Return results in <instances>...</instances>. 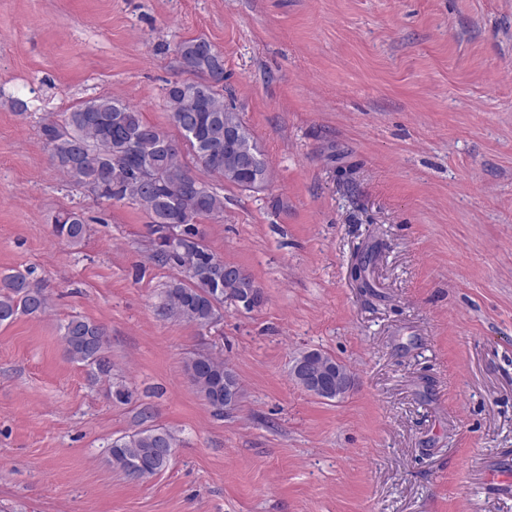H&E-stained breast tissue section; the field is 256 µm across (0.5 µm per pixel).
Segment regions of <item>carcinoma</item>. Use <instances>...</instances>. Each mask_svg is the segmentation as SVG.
<instances>
[{
    "label": "carcinoma",
    "instance_id": "1",
    "mask_svg": "<svg viewBox=\"0 0 512 512\" xmlns=\"http://www.w3.org/2000/svg\"><path fill=\"white\" fill-rule=\"evenodd\" d=\"M197 38L182 41L176 49L182 71L196 77L192 96L176 80L165 88L171 124L177 126L203 171L217 174L243 190L250 179L228 164L236 152L230 147L214 156L213 143H224V122L244 127L240 114L224 105L218 87L224 81V66L196 55ZM44 144L55 166L74 184L97 182L99 197L126 201L149 217L161 213L169 224L198 234L202 220L224 211V197L183 161L182 151L164 148L168 135L143 120L133 105L105 96L87 101L66 113L63 122L46 120L40 127ZM162 225L151 222L154 235L152 258L161 266H173L181 277L165 291V314L196 324L211 325L220 317L224 301L215 296L214 285L235 292L236 282H224V260L205 243L184 251L169 247L157 235ZM55 236L72 243L85 233L84 220L75 212L55 216ZM47 298L29 274L0 273V324L18 314L38 315L45 311ZM69 359L99 374H108L112 364L106 355L104 329L86 319L74 317L61 326ZM191 382L215 413H224V374L231 372L224 361L198 354L187 364ZM166 447H177L173 432L147 426L112 441L108 453L112 465L138 480L149 479L168 467L172 456L156 451L160 436Z\"/></svg>",
    "mask_w": 512,
    "mask_h": 512
}]
</instances>
